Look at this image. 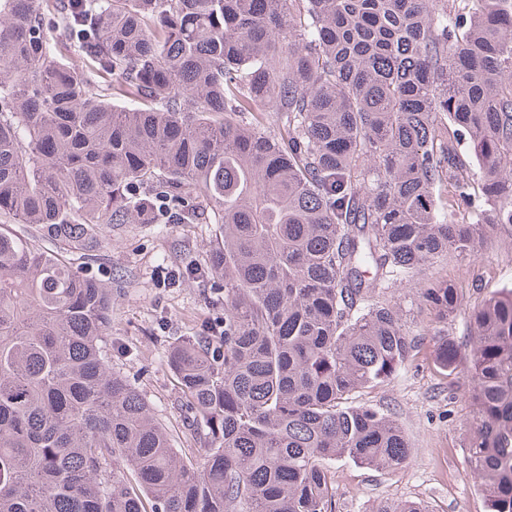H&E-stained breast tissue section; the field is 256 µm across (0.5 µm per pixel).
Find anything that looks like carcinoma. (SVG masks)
Masks as SVG:
<instances>
[{"instance_id":"obj_1","label":"carcinoma","mask_w":512,"mask_h":512,"mask_svg":"<svg viewBox=\"0 0 512 512\" xmlns=\"http://www.w3.org/2000/svg\"><path fill=\"white\" fill-rule=\"evenodd\" d=\"M450 199L478 205L450 223ZM174 222L222 228L224 335L168 356L187 453L112 371V290L63 255ZM498 224L512 0H0V512H334L329 462L410 454L352 405L417 347L376 291ZM420 294L440 321L459 305L447 281ZM470 322L468 459L512 512V289ZM434 361L454 373L458 345Z\"/></svg>"}]
</instances>
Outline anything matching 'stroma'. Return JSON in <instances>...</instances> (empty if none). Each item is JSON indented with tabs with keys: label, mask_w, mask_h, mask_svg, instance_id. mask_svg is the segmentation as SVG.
Segmentation results:
<instances>
[{
	"label": "stroma",
	"mask_w": 512,
	"mask_h": 512,
	"mask_svg": "<svg viewBox=\"0 0 512 512\" xmlns=\"http://www.w3.org/2000/svg\"><path fill=\"white\" fill-rule=\"evenodd\" d=\"M215 235L212 224L104 226L94 257L72 258L111 288L112 323L105 342L112 369L148 401L178 448L195 447L196 439L168 351L189 337L206 335L208 325L224 317L222 280L210 269ZM442 280L458 288L461 305L438 324L417 290ZM503 288H512V224L495 228L477 255L449 254L385 290L417 335L418 351L391 382L362 392L358 401L398 423L410 455L388 469L347 458L331 462L335 512H379L383 505L404 501L420 503L426 512H488L467 458L466 380L440 372L434 351L442 335L468 347L471 312Z\"/></svg>",
	"instance_id": "1"
}]
</instances>
